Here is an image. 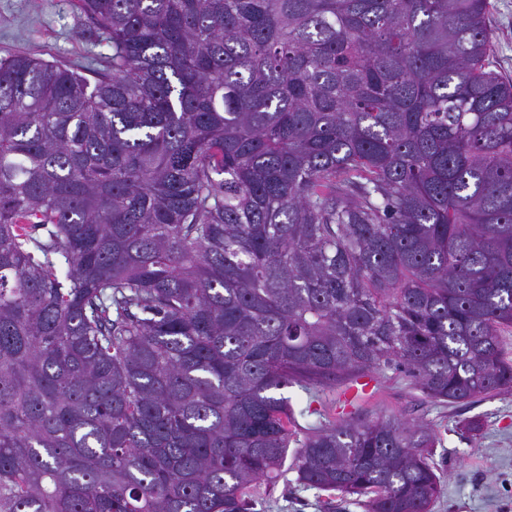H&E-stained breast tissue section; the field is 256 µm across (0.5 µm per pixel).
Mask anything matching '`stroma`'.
<instances>
[{
  "label": "stroma",
  "instance_id": "1",
  "mask_svg": "<svg viewBox=\"0 0 512 512\" xmlns=\"http://www.w3.org/2000/svg\"><path fill=\"white\" fill-rule=\"evenodd\" d=\"M497 31L493 65L512 78V0H492ZM22 50L61 60L84 75L105 66L112 45L80 14L74 0H0V57ZM293 409L311 408L304 427L350 416L396 415L426 424L436 435L430 461L443 494L431 512H512V390L469 404L434 406L405 384L378 379L373 393L356 404L332 402L331 391L310 400L299 387L283 389ZM329 495L278 482L268 512H327Z\"/></svg>",
  "mask_w": 512,
  "mask_h": 512
}]
</instances>
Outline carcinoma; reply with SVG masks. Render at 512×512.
Here are the masks:
<instances>
[{
    "mask_svg": "<svg viewBox=\"0 0 512 512\" xmlns=\"http://www.w3.org/2000/svg\"><path fill=\"white\" fill-rule=\"evenodd\" d=\"M90 82L0 59V512H254L286 462L430 512L436 436L307 429L372 370L512 390V78L490 0H75Z\"/></svg>",
    "mask_w": 512,
    "mask_h": 512,
    "instance_id": "1",
    "label": "carcinoma"
}]
</instances>
